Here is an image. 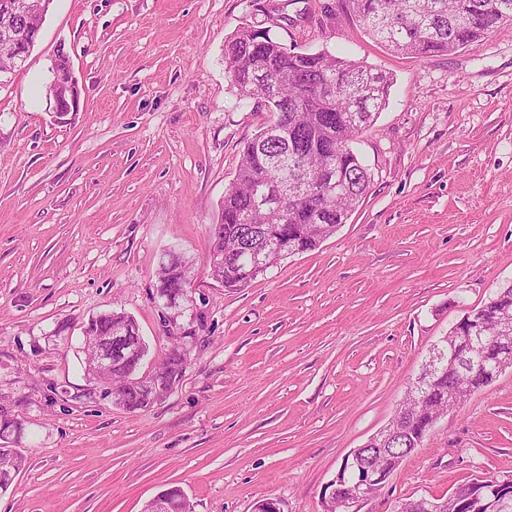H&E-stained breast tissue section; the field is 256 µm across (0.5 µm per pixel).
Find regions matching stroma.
Returning a JSON list of instances; mask_svg holds the SVG:
<instances>
[{"instance_id":"obj_1","label":"stroma","mask_w":512,"mask_h":512,"mask_svg":"<svg viewBox=\"0 0 512 512\" xmlns=\"http://www.w3.org/2000/svg\"><path fill=\"white\" fill-rule=\"evenodd\" d=\"M393 77L352 148L373 181L346 224L238 291L211 275L209 228L245 143L224 47L240 26ZM81 89L57 116L56 49ZM191 302L156 294L167 248ZM512 282V24L456 52L396 56L341 0H54L0 89V414L25 457L0 512H142L180 487L194 512H321L344 459L393 417L429 352ZM132 316L178 386L140 410L99 398L82 326ZM175 329H167L168 319ZM69 331L57 334L59 324ZM512 473V370L441 416L358 512H397ZM186 363V353L182 347L174 346L165 355L161 364V374L167 379L175 381L179 384Z\"/></svg>"}]
</instances>
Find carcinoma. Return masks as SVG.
Instances as JSON below:
<instances>
[{
    "mask_svg": "<svg viewBox=\"0 0 512 512\" xmlns=\"http://www.w3.org/2000/svg\"><path fill=\"white\" fill-rule=\"evenodd\" d=\"M0 0V28L7 26L13 38L0 40V88L7 85L3 71L12 67L14 47L32 29L41 26L44 14L37 8L4 13ZM350 15L386 49L400 55H446L482 39L504 23L512 24V0H342ZM224 73L236 101H255L267 107L271 119L244 146L237 172L224 191L216 223L220 236H211L208 251L224 254V264L212 270L227 290L246 287L263 274L261 266L315 249L335 234L359 205L372 182L350 142L369 127L387 104L392 78L362 61L346 60L325 51L291 49L268 30L240 27L224 48ZM336 175L338 193L315 195L317 181ZM167 271L158 272L165 284L159 296L183 290L182 257L164 255ZM483 318L484 335L493 336L503 321H512V283L493 293L473 309ZM122 345L111 341L110 371L101 383L124 398L128 410L155 404L151 392L130 380L137 359L120 353ZM186 353L179 346L165 355L161 374L180 382ZM492 381L470 373L465 364L423 383L422 400L406 394L400 408L412 412L415 422L410 442L422 444L426 422L460 405L457 393H471ZM21 426L0 417V491L5 492L23 468L25 458L9 448ZM502 477L475 479L463 509L452 499L442 512H491V489ZM161 497L172 504L171 512H193L177 487Z\"/></svg>",
    "mask_w": 512,
    "mask_h": 512,
    "instance_id": "1",
    "label": "carcinoma"
}]
</instances>
